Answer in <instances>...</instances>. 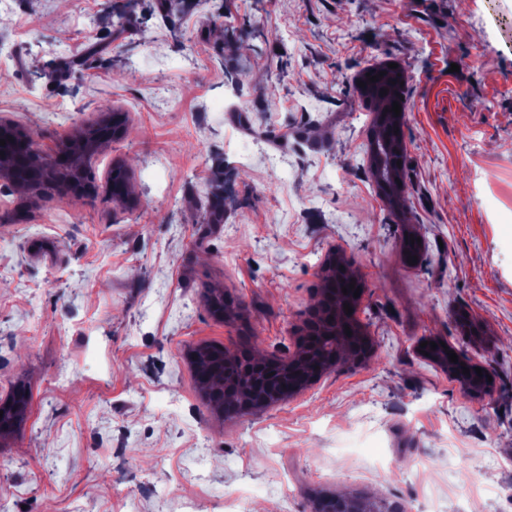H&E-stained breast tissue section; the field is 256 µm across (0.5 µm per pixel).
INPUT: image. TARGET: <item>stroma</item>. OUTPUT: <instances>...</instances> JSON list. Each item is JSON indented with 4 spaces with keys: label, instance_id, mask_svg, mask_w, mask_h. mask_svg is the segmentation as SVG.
<instances>
[{
    "label": "stroma",
    "instance_id": "obj_1",
    "mask_svg": "<svg viewBox=\"0 0 512 512\" xmlns=\"http://www.w3.org/2000/svg\"><path fill=\"white\" fill-rule=\"evenodd\" d=\"M381 63L405 75L397 208L365 152L358 78ZM106 108L126 131L94 156L92 194L0 180V398L32 394L0 437L1 505L313 512L343 490L512 512V0L0 5V120L49 153ZM333 252L363 284L373 355L261 412L213 411L190 349L294 350ZM432 338L489 394L428 360Z\"/></svg>",
    "mask_w": 512,
    "mask_h": 512
}]
</instances>
